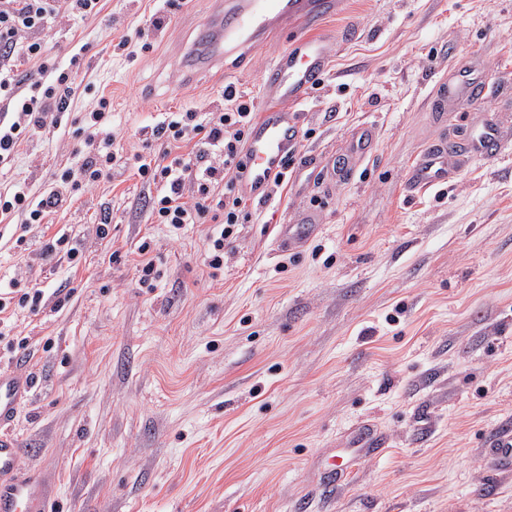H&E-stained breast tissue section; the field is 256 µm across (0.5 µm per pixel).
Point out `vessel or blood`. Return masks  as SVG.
<instances>
[{"instance_id": "b4317fda", "label": "vessel or blood", "mask_w": 512, "mask_h": 512, "mask_svg": "<svg viewBox=\"0 0 512 512\" xmlns=\"http://www.w3.org/2000/svg\"><path fill=\"white\" fill-rule=\"evenodd\" d=\"M341 0H220L203 25L204 36L186 66L195 76L215 64L243 70L252 65V52L275 31L292 29L303 20L317 27L335 14ZM332 34L312 37L294 34L288 49L276 56L263 76L269 104L252 123L238 173V185L257 202L269 198L273 176L299 159L301 123L295 107L324 79L330 59ZM436 111H446L451 98L475 94L470 81L442 79ZM496 128L483 126L471 137L472 153L497 150ZM454 161L447 142L426 148L414 161L408 176L411 190L425 191L445 185ZM317 229L314 218L304 215L292 234L282 238L288 249L299 248ZM32 390L25 375L0 371V512H52L53 506L39 475L24 469L22 450L12 433V423ZM489 464L496 470H512V430L503 428L489 440Z\"/></svg>"}]
</instances>
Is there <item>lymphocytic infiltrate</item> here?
Here are the masks:
<instances>
[{"label":"lymphocytic infiltrate","instance_id":"f902f5d3","mask_svg":"<svg viewBox=\"0 0 512 512\" xmlns=\"http://www.w3.org/2000/svg\"><path fill=\"white\" fill-rule=\"evenodd\" d=\"M99 2L0 0V169L24 139L38 133L66 135L80 145L76 163L57 169L41 194L21 182L0 192L1 224L44 223L63 203L111 178L119 164L110 101L99 98L91 111L70 118L73 78L49 62L41 38L59 19L96 13ZM25 60L37 62L35 78H20L17 64ZM222 97L221 105L205 112L163 113L149 131L159 151L138 159L136 167L141 183L156 190L149 200L151 223L210 225L212 250L205 262L213 269L223 265L224 242L243 212L236 172L256 118L235 87L226 86Z\"/></svg>","mask_w":512,"mask_h":512}]
</instances>
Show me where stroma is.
<instances>
[{
  "mask_svg": "<svg viewBox=\"0 0 512 512\" xmlns=\"http://www.w3.org/2000/svg\"><path fill=\"white\" fill-rule=\"evenodd\" d=\"M215 4L186 0L154 30L157 0H105L97 16L47 32L49 61L77 70L73 111L110 98L123 157L150 152L142 129L161 113L205 111L226 85L265 104L263 72L287 49L285 31L256 48L250 70L178 77V51ZM347 28L323 84L296 107L299 150L316 169L289 172L266 204L246 201L221 269L204 262L208 225L150 223L129 170L47 223L0 230V281L44 291L39 311L15 310L13 333L30 345L0 341V369L34 384L12 430L53 512H512V471L491 469L487 446L512 424V0H345L322 29ZM457 69L483 96L431 111ZM487 120L499 153L446 187L409 191L427 145L461 142ZM367 124L373 149L350 157ZM76 149L34 135L0 190L48 188ZM347 160L354 176L333 180ZM308 212L319 232L281 247L282 225ZM60 231L79 268L46 254ZM145 240L163 271L153 288L134 267ZM368 428L387 442L373 458L354 453ZM333 455L353 470L332 485Z\"/></svg>",
  "mask_w": 512,
  "mask_h": 512,
  "instance_id": "stroma-1",
  "label": "stroma"
}]
</instances>
